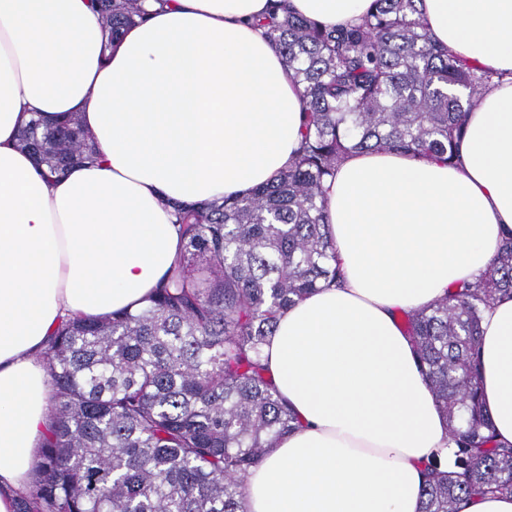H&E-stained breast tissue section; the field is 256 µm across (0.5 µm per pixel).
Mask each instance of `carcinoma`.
<instances>
[{"label":"carcinoma","instance_id":"1","mask_svg":"<svg viewBox=\"0 0 512 512\" xmlns=\"http://www.w3.org/2000/svg\"><path fill=\"white\" fill-rule=\"evenodd\" d=\"M421 0H372L329 26L278 4L258 23L305 102L293 163L248 197L173 204L181 263L147 305L62 324L43 360L51 428L19 512H246L244 478L299 425L263 347L277 315L339 277L324 183L348 155L401 150L452 163L466 113L493 73L452 57ZM116 40L142 0H94ZM19 147L62 176L96 159L76 117L31 119ZM512 296V237L472 283L404 313L421 371L457 444L454 470L425 463L421 512H459L473 495L512 494V445L480 401L484 309Z\"/></svg>","mask_w":512,"mask_h":512}]
</instances>
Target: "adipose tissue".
<instances>
[{"mask_svg": "<svg viewBox=\"0 0 512 512\" xmlns=\"http://www.w3.org/2000/svg\"><path fill=\"white\" fill-rule=\"evenodd\" d=\"M274 0H146L109 41L92 0H0V512H17L50 427L42 357L66 319L147 303L182 253L172 202L249 196L299 148L303 103L252 24ZM372 0H288L336 25ZM431 35L499 79L455 164L353 154L324 186L343 272L283 311L264 362L300 420L245 478L247 512H419L423 460L453 464L446 418L396 312L471 281L512 231V0H423ZM78 115L97 158L47 179L31 117ZM481 390L512 445V298L481 324Z\"/></svg>", "mask_w": 512, "mask_h": 512, "instance_id": "ef3b65f1", "label": "adipose tissue"}]
</instances>
